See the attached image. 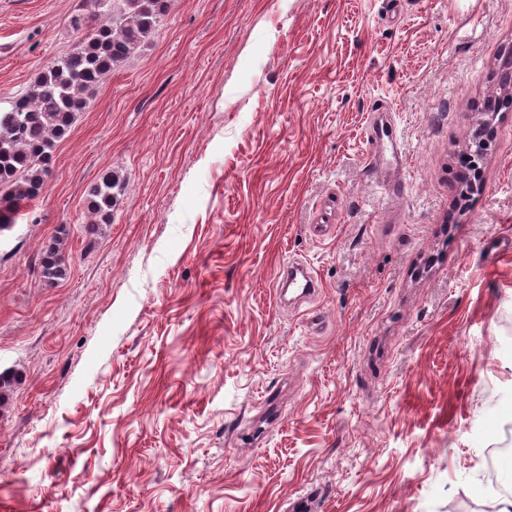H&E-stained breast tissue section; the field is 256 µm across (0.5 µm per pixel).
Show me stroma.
Masks as SVG:
<instances>
[{
    "label": "stroma",
    "instance_id": "obj_1",
    "mask_svg": "<svg viewBox=\"0 0 512 512\" xmlns=\"http://www.w3.org/2000/svg\"><path fill=\"white\" fill-rule=\"evenodd\" d=\"M89 8L0 0L1 107ZM511 48L512 0H170L0 236V512H483L512 425V112L461 207L457 158ZM287 261L314 298H280ZM384 137H386L388 141L391 143L392 156L397 164L398 154L401 155V152L399 150L396 137L393 136V129L391 127V124L388 123L387 125L383 121L378 123L374 118L373 121L369 123L367 129L368 140L378 144V141L383 140ZM123 190V182L114 171H103L89 193L88 213L93 218V229L100 224H110L118 197ZM69 236L67 224H62L55 237L45 245L38 259L40 280L47 285H54L67 274L68 256L64 252ZM295 265L298 264L284 265L277 273V282L281 290L288 283V288H297L303 296L314 294L319 288L317 280L306 267ZM298 275L301 276V281L298 280Z\"/></svg>",
    "mask_w": 512,
    "mask_h": 512
}]
</instances>
